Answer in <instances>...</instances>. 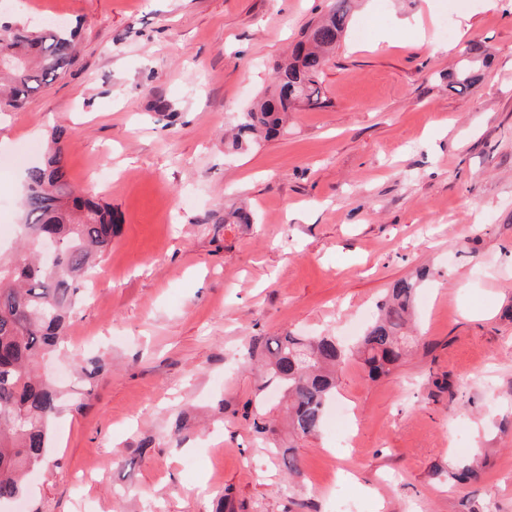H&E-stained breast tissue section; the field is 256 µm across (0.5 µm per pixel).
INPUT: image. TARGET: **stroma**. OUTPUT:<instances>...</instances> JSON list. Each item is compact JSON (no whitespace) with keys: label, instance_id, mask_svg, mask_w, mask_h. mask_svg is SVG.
Listing matches in <instances>:
<instances>
[{"label":"stroma","instance_id":"35a3bbf8","mask_svg":"<svg viewBox=\"0 0 512 512\" xmlns=\"http://www.w3.org/2000/svg\"><path fill=\"white\" fill-rule=\"evenodd\" d=\"M329 3L0 0L5 21L81 25L61 75L0 112V225L18 224L21 174L56 126L75 189L120 220L54 360L79 391L74 358L100 359L94 397L56 418L27 497L0 512H335L340 486L350 512H512V0H357L324 105L227 151ZM474 44L480 78L454 93ZM239 206L254 223L201 221ZM419 268L408 356L376 380L345 361L321 431L292 434L260 388L264 339L349 342ZM256 417L275 428L261 444Z\"/></svg>","mask_w":512,"mask_h":512}]
</instances>
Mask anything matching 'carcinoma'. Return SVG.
Masks as SVG:
<instances>
[{
    "mask_svg": "<svg viewBox=\"0 0 512 512\" xmlns=\"http://www.w3.org/2000/svg\"><path fill=\"white\" fill-rule=\"evenodd\" d=\"M353 0H332L311 23L291 57L275 66L274 91L243 113L227 140L233 151L284 129L299 105L324 103L319 78L345 34ZM78 29L66 21L34 26L0 25V110H19L70 65ZM479 78L467 63L449 86L461 92ZM65 128L51 132L45 161L27 169L16 259L0 263V502L20 499L24 478L44 466L51 424L61 413L62 391L42 372L64 342L67 319L80 300L84 278L112 248V206L77 195L66 176ZM423 273L401 278L388 289L377 319L360 337L357 353L368 376H386L406 356V328ZM267 383L284 391L288 424L300 437L316 434L336 396L335 368L345 351L333 336L313 339L288 333L265 342Z\"/></svg>",
    "mask_w": 512,
    "mask_h": 512,
    "instance_id": "cac0c4a2",
    "label": "carcinoma"
}]
</instances>
